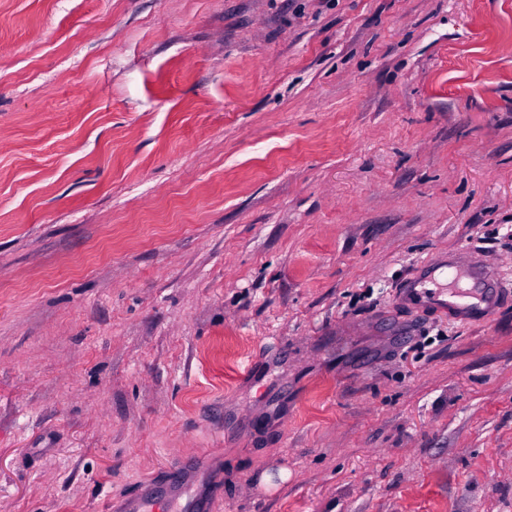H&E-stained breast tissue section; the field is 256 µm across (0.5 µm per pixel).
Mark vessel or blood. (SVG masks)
<instances>
[{
  "label": "vessel or blood",
  "mask_w": 512,
  "mask_h": 512,
  "mask_svg": "<svg viewBox=\"0 0 512 512\" xmlns=\"http://www.w3.org/2000/svg\"><path fill=\"white\" fill-rule=\"evenodd\" d=\"M434 283L433 301L439 308L450 306V298H457V311L466 317L486 316L495 305L489 289V273L484 266L449 267L441 261L432 265L427 279L412 281L410 293L420 299L426 283ZM210 473L202 461L194 464L175 465L166 478V490L172 512H204L207 504L206 489ZM158 501L153 488L123 498L114 505L113 512H157Z\"/></svg>",
  "instance_id": "1"
}]
</instances>
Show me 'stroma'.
Masks as SVG:
<instances>
[{"mask_svg": "<svg viewBox=\"0 0 512 512\" xmlns=\"http://www.w3.org/2000/svg\"><path fill=\"white\" fill-rule=\"evenodd\" d=\"M461 247L512 291V0H0V512H512V298L401 294ZM210 473L199 460L189 466L175 465L167 474L166 490L172 512H204L206 510V489ZM155 491L148 486L142 493L123 498L113 505L114 512H156L159 510Z\"/></svg>", "mask_w": 512, "mask_h": 512, "instance_id": "stroma-1", "label": "stroma"}]
</instances>
